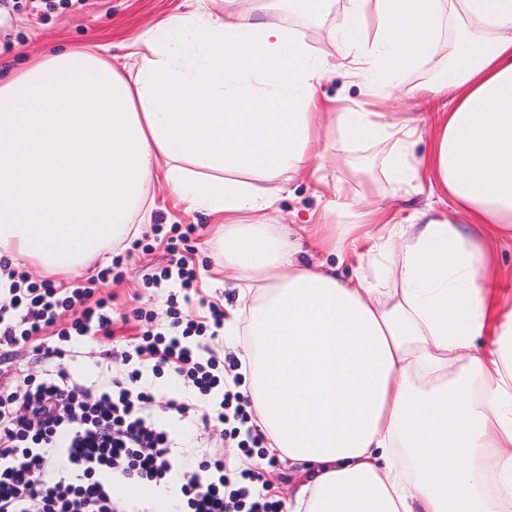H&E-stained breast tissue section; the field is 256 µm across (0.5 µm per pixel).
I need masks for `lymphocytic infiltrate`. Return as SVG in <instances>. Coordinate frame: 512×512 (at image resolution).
Listing matches in <instances>:
<instances>
[{
    "label": "lymphocytic infiltrate",
    "mask_w": 512,
    "mask_h": 512,
    "mask_svg": "<svg viewBox=\"0 0 512 512\" xmlns=\"http://www.w3.org/2000/svg\"><path fill=\"white\" fill-rule=\"evenodd\" d=\"M194 231L189 224L177 234L182 248L175 267L160 272L177 278L187 295L198 288ZM111 275L105 268L82 286L61 289L31 281L0 258V346L28 342L38 348L52 329L58 344L51 353L61 359L72 336H111L112 310L95 295L97 284ZM178 296L167 299V332H142L135 367L112 389L92 392L63 367L28 379L24 389H0V512H124L112 494L109 478L115 473L140 484L175 485L179 512H279L265 466L254 458L262 433L243 439L233 427L251 416L250 399L239 389L240 362L231 357L222 367L200 349L204 339L223 331L224 312L214 303L208 316H196ZM65 316L70 324L59 327ZM146 365L153 374L177 376L206 402L202 426L227 425L238 461L211 456L185 466L175 460L174 436L148 423L145 413L184 417L194 405L174 397L160 401L140 388Z\"/></svg>",
    "instance_id": "obj_1"
}]
</instances>
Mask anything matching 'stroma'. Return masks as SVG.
Listing matches in <instances>:
<instances>
[{"label": "stroma", "instance_id": "1", "mask_svg": "<svg viewBox=\"0 0 512 512\" xmlns=\"http://www.w3.org/2000/svg\"><path fill=\"white\" fill-rule=\"evenodd\" d=\"M200 0H11L8 10L0 12V75L9 74L25 66L27 61L45 49L58 44L102 45L110 47L113 54H121L122 46L136 39L158 21L197 9ZM310 39L321 49L329 63L336 69L324 81L323 90L331 97L346 96L354 100L365 97V90L358 79L350 75L339 62L343 54L341 44L327 30L311 28ZM431 65H423L410 73L403 85L387 92V109L391 112H411L420 129H427L437 112L442 111L444 98H421L414 94L416 84L432 80ZM330 153L348 157L352 161L369 165V176L351 175L341 165H327L321 172L328 183L343 181L345 189L354 196L373 191L381 204L393 207L402 214L428 206L436 210L449 209L450 204L439 201L429 191H395L393 184L381 172L378 162L387 152L386 143L349 144L338 135L329 137ZM149 193L157 204L150 221L141 223L135 238H124L104 247L87 265L69 279L67 288L75 287L101 269L118 266L120 274L100 285L101 296L110 298L112 306V335L74 337L72 357L65 359L69 372L92 389L110 387L113 379L124 371L121 360H104L101 350L121 352L131 349L143 324L133 317V309L140 308L152 316L151 325L161 331L167 325L166 299L175 293L172 281L148 285L151 275L169 266L170 239L176 228L192 224L196 232L192 237L193 262L200 275L198 299L192 302L194 313H201L202 303L214 302L233 306L237 303L238 290L226 285L216 270L224 264V252L213 219L202 213H187L176 205L164 184H153ZM57 363L47 350H37L26 344L0 347V385L22 384L24 378L41 375L55 369ZM156 426L173 429L178 447L174 456L178 462H195L202 455L210 454L227 458L237 457L238 449L232 448L220 429L196 428L189 421L172 425L170 420L158 415Z\"/></svg>", "mask_w": 512, "mask_h": 512}]
</instances>
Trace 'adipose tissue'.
Wrapping results in <instances>:
<instances>
[{"mask_svg": "<svg viewBox=\"0 0 512 512\" xmlns=\"http://www.w3.org/2000/svg\"><path fill=\"white\" fill-rule=\"evenodd\" d=\"M158 21L125 46L61 47L0 78V252L64 275L126 236L152 183L224 226V328L265 446L301 479L287 512H507L512 309L479 230L512 236V0H324L299 7L342 37L373 110L326 98L328 61L275 8ZM450 97L432 149L377 106L424 63ZM390 141L383 164L452 202L405 218L315 177L330 131ZM314 181L294 238L264 220L269 183ZM321 257L298 260V241ZM353 277H344V269Z\"/></svg>", "mask_w": 512, "mask_h": 512, "instance_id": "adipose-tissue-1", "label": "adipose tissue"}]
</instances>
